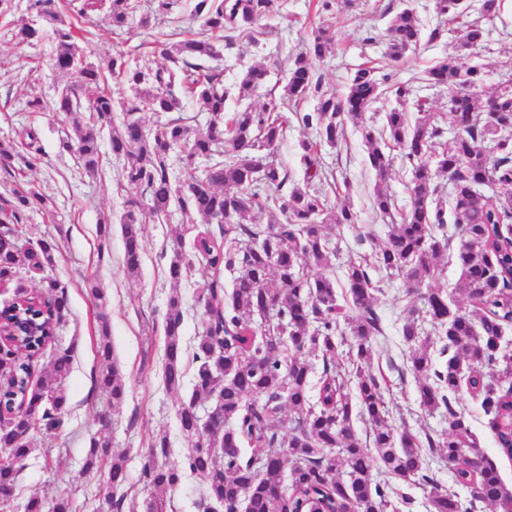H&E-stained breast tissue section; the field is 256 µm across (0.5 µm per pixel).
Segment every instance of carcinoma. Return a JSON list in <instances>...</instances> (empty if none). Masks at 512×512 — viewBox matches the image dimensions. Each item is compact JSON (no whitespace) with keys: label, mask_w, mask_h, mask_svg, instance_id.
I'll return each instance as SVG.
<instances>
[{"label":"carcinoma","mask_w":512,"mask_h":512,"mask_svg":"<svg viewBox=\"0 0 512 512\" xmlns=\"http://www.w3.org/2000/svg\"><path fill=\"white\" fill-rule=\"evenodd\" d=\"M51 2L34 0L33 6L53 25L55 69L73 81L51 105L34 98L26 109L89 113V121L74 126L73 134L62 140V148L89 175L99 171V139L108 132L112 156L122 161L117 188L124 197L120 230L127 274H138L142 266V215L162 219L176 206L188 220L198 218L207 225L189 251L177 238L168 264L175 283L196 260L207 269L198 296L204 308L201 331L185 347L183 302L174 293L163 321L165 387L173 392L182 388L186 353L194 364L192 393L177 410L188 453L181 465L162 464L160 459L169 454L168 438H154L141 475L156 495L145 500L144 512H167L163 493L176 489L186 470L203 478L206 499L224 512H385L391 506L388 484L374 480L376 469L428 487L430 512H471L473 501L463 502L434 480L429 454L448 461L458 485L478 486L477 501L491 505L493 512H512V487L504 483L496 461L486 457L481 468H469L468 457L479 448L454 406L463 390L478 399L497 455L512 461V360L502 354L504 333L512 328V196L473 197L490 185L512 187V139L498 136V128L512 127V72L503 74L498 89L483 101L481 69L463 62L466 51L485 39L481 19L497 15L502 0H477L481 18L464 26L458 53L421 78L448 90V113L458 126L457 136L440 141L439 115L422 99L415 102L418 117L412 126L402 106L385 113L379 127L363 121L357 125L378 180L372 209L391 220L387 242L374 253V266L405 278L419 296L422 307L411 306L402 325L411 349L408 369L418 382L420 407L448 414V438L428 434L423 442L392 424L384 400L386 380L365 370L372 342L384 335L375 307L376 285L368 266L350 263L344 293L355 315H344L332 273L335 248L325 227L353 224L357 216L346 207L328 209L321 189L327 178L321 150L346 140V118L361 119L386 87L405 100L412 95L411 86L392 83L391 71L381 74L365 67L351 76L342 95L321 91L315 62L335 42L331 0H317L322 21L289 57L280 96L269 97L259 110L247 107L227 117L228 98H252L269 72L251 66L228 88L223 72L204 62L218 57L221 39L230 44L237 36L254 38L261 21L281 13L286 0H197L194 16L211 37L160 43L163 65L152 53L131 60L117 51L104 67L86 60L81 29L48 9ZM71 2L80 4L76 17L102 12L114 31L132 24L148 30L173 5L171 0H151L145 7L141 0ZM434 7L440 15L469 9L461 0H435ZM38 35L24 21L14 27L18 45ZM442 36L439 27L424 32L417 13L402 8L388 28L387 59L396 63L422 39L433 42ZM110 78L130 90L118 103L108 87ZM90 90L93 94L84 97ZM311 94L317 99L315 110L295 113L298 124L318 133L317 140L300 144L305 167L300 184L271 154L287 136L288 117L282 110ZM184 97L208 114L206 131H194L182 117L154 128L144 125L142 113L178 112ZM396 149L412 167L410 202L400 212L384 188ZM444 175L447 192L439 185ZM272 205L282 218L259 223L258 214ZM36 207L52 214L56 202L33 188L0 199V282H16L12 301L0 307L7 333L0 349V448L16 461L33 452L29 410H36L41 431L63 426L68 396L61 382L72 363L71 350L59 348L51 368L33 378L35 361L57 342L69 311L67 292L56 280L43 277L38 288L26 284V275H39L55 262L54 243L24 238L25 213ZM450 222L464 229L456 252L463 277L454 290L468 299V311L450 302L446 291L421 292L448 257L451 239L445 228ZM226 271L235 274L229 292L224 288ZM85 288L100 308L101 370L95 386L116 406L126 390L112 354L107 296L95 277L85 280ZM424 320L434 336L425 334ZM310 355L322 361L314 396ZM202 407L215 425L207 433L197 427ZM356 417L364 421L370 449L355 430ZM107 447L106 438L92 437L85 468L93 469ZM18 474L15 468L0 470V495H15ZM126 479L125 457L112 456L107 476L112 491Z\"/></svg>","instance_id":"1"}]
</instances>
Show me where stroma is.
I'll return each instance as SVG.
<instances>
[{
    "instance_id": "35a3bbf8",
    "label": "stroma",
    "mask_w": 512,
    "mask_h": 512,
    "mask_svg": "<svg viewBox=\"0 0 512 512\" xmlns=\"http://www.w3.org/2000/svg\"><path fill=\"white\" fill-rule=\"evenodd\" d=\"M14 13L0 16V141L23 138L25 128H34L41 147V161L32 169L21 159L11 162L12 173H0V196H9L11 189L32 186L55 199L59 217L50 223L42 212H26V236L36 241L55 239L59 250L48 274L67 286L70 312L62 323L58 342L73 347L75 358L72 371L63 382L69 396L68 415L59 431L34 433L33 451L20 472L15 512H23L30 497L38 496L53 502L61 496L70 497L73 512H108L105 503L106 476L110 459H102L98 467L84 468L89 439L104 432L112 442V450L127 457L128 482L121 492L126 506L141 512L150 495L140 478L142 459L147 455L156 434H166L170 441L168 463L181 464L185 453L176 408L193 388V376H185L180 391H168L162 379L163 318L171 291H178L183 300L185 341H192L201 328L203 308L198 301V288L206 275L201 263L193 267L180 282H171L167 275L169 257L177 236L193 239L196 230L185 224L180 210H173L163 221L144 216L145 251L141 273L129 277L123 268V241L118 228L124 213L123 199L116 190L120 164L113 158L109 145H102L103 167L89 177L78 169L74 157L63 151L60 140L65 129L71 128L69 117L51 112H29L28 99L37 97L52 102L66 75L52 63L54 43L49 28L30 44L19 47L13 39V20L23 17L38 22L36 10L29 0H13ZM412 6L426 28L442 27L441 41L421 43L408 52L398 70L397 78L410 82L414 96L428 99L433 111L446 109L448 92L443 88L425 86L420 78L424 71L441 58L456 54L460 20L437 16L434 0H332L335 15V46L317 63L322 88L343 93L354 71L366 62L385 64L387 57L386 28L393 15L405 6ZM194 0H176L170 16L159 17L152 32L133 27L113 34L103 14L92 13L82 18L89 31L85 54L96 64H105L113 53L129 56L153 50L155 36L173 29L184 30L187 37L204 38L207 30L193 15ZM319 23L315 0H287L284 14L263 21V32L257 41L237 38L225 48L219 66L225 84H233L248 66L261 63L270 75L265 88L253 98L260 106L268 98L282 74L278 68L290 53L296 52ZM487 38L482 47L468 51V65L487 67L482 85L483 95H491L502 79L499 63L512 62V0L503 4L500 13L483 22ZM31 71L29 80H18V69ZM326 171L334 173L344 188L327 192L329 207L350 205L357 215L353 224L330 228L329 236L336 245L333 260L336 274L359 256H373L382 246L388 227L371 209V199L377 180L367 164V150L355 126H348L345 142L340 148L322 151ZM111 221L114 230L109 239L98 233L100 220ZM368 234L364 244H357L358 235ZM96 275L108 297V308L114 357L126 389L122 405L110 406L100 394L94 379L100 364L96 315L98 308L82 287L85 276ZM377 287V310L382 318L385 335L374 345L371 364L373 374L387 379L385 398L390 416L397 428H404L425 437L448 432V419L439 413L429 414L417 403L416 382L407 367L410 348L401 335L407 306L414 296L403 277L372 269ZM107 415L109 429H102L100 415Z\"/></svg>"
}]
</instances>
